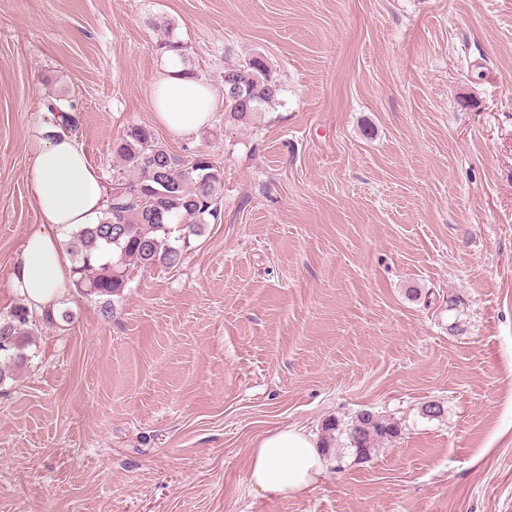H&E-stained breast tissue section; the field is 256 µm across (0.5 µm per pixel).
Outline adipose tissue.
Masks as SVG:
<instances>
[{"label":"adipose tissue","mask_w":512,"mask_h":512,"mask_svg":"<svg viewBox=\"0 0 512 512\" xmlns=\"http://www.w3.org/2000/svg\"><path fill=\"white\" fill-rule=\"evenodd\" d=\"M213 89L170 62L152 86L155 119L177 137L194 134L212 119ZM29 148L33 160L31 202L41 227L30 233L11 277V288L37 312L56 309L71 280L66 232L96 224L106 209V195L97 168L78 139L53 116L33 123ZM327 459L314 437L283 427L254 448L249 483L257 497L274 500L305 492L324 475Z\"/></svg>","instance_id":"1"}]
</instances>
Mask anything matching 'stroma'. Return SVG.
I'll return each instance as SVG.
<instances>
[{
    "instance_id": "stroma-1",
    "label": "stroma",
    "mask_w": 512,
    "mask_h": 512,
    "mask_svg": "<svg viewBox=\"0 0 512 512\" xmlns=\"http://www.w3.org/2000/svg\"><path fill=\"white\" fill-rule=\"evenodd\" d=\"M166 21L216 96L225 60L267 57L277 103L169 134ZM60 94L105 188L141 125L223 168L221 216L113 312L67 290L71 322L0 362V512H512V0H0L2 313ZM362 409L400 436L255 496L266 433Z\"/></svg>"
}]
</instances>
